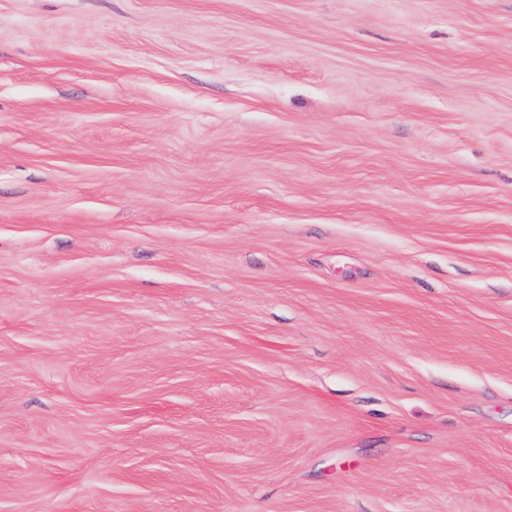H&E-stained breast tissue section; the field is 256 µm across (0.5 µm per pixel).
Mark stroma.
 <instances>
[{"instance_id": "1", "label": "stroma", "mask_w": 512, "mask_h": 512, "mask_svg": "<svg viewBox=\"0 0 512 512\" xmlns=\"http://www.w3.org/2000/svg\"><path fill=\"white\" fill-rule=\"evenodd\" d=\"M0 512H512V0H0Z\"/></svg>"}]
</instances>
